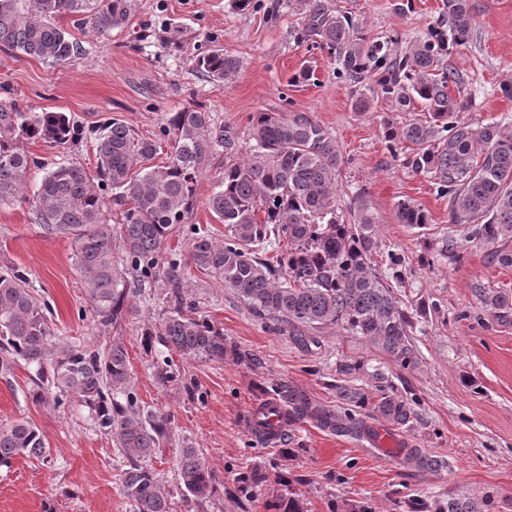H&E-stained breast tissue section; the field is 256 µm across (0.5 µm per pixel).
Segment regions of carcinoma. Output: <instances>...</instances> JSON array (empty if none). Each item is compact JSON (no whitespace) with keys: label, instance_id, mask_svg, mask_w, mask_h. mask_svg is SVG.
Returning <instances> with one entry per match:
<instances>
[{"label":"carcinoma","instance_id":"1","mask_svg":"<svg viewBox=\"0 0 512 512\" xmlns=\"http://www.w3.org/2000/svg\"><path fill=\"white\" fill-rule=\"evenodd\" d=\"M301 2L297 41L325 48L339 77L352 86L380 93L402 110L419 105L427 113V119L402 128L386 127L384 136L393 153L403 142L416 145L406 165L431 176L436 193L448 197L451 222L475 225V234L487 244L512 238V131L457 118V102L448 93L454 74H435L443 49L439 34L393 53L388 43L363 35L353 18L328 0ZM445 5L451 44H466L473 36L470 0H445ZM137 8L138 0H0V46L53 66L69 65L82 50L57 25L59 17L79 16L107 36L124 27ZM197 66L209 77L229 79L239 62L216 49L198 58ZM166 128L174 143L162 165L152 163L155 143L114 119L97 137L98 180L80 166L61 165L34 192L36 219L45 234L72 239L77 267L102 325L115 328L135 315L129 282L141 291L162 281L175 293V306L160 326L142 330L144 342L158 341L185 358L218 363L231 353L223 329L184 308L178 296L184 263L163 256L168 238L193 212L199 178L221 147L224 173L207 204L224 224V242L195 233L190 263L224 282L256 317L288 328L306 346L317 343L304 336L307 329L340 326L384 351L399 367H416L410 316L388 282L402 279L401 258L389 252L391 276L378 273L371 265L376 221L368 207L359 204L348 223L337 215L341 151L336 138L305 112L255 113L243 146L236 132L214 129L209 113L196 108L171 113ZM73 134L63 112H23L1 104L0 205L27 188L33 160L20 140L64 144ZM239 152L242 158L236 161ZM107 185L116 190L113 201L122 207L118 236L124 256L118 262L112 260L109 202L102 194ZM397 217L413 228L429 224L427 212L409 201L398 204ZM283 243L278 265L259 257ZM475 293L497 323L512 324L511 290L477 288ZM21 366L32 370L26 392L32 404L58 409L75 396L98 430L112 438L127 459L122 489L133 512H172L176 493L198 501L218 492L208 462L191 446L179 452L177 492L163 485L151 460L171 438V418L142 404L123 346L87 348L57 335L50 307L35 296L26 274L5 267L0 270V378L9 379ZM153 368L162 383L177 378L167 360L156 361ZM336 372L340 378L333 387L346 405L342 417L284 382L274 385V396L288 407L291 420H312L356 438L370 434L360 409L396 426L412 423V404L394 392L383 374L371 375L370 393L354 384L365 374L362 362L341 363ZM47 453L48 438L35 424H0V468ZM398 454L420 470L447 466L445 459L421 448H400ZM418 512H491V503L457 496L424 501Z\"/></svg>","mask_w":512,"mask_h":512}]
</instances>
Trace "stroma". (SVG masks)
Listing matches in <instances>:
<instances>
[{
	"label": "stroma",
	"instance_id": "35a3bbf8",
	"mask_svg": "<svg viewBox=\"0 0 512 512\" xmlns=\"http://www.w3.org/2000/svg\"><path fill=\"white\" fill-rule=\"evenodd\" d=\"M351 15L372 40L395 39L400 47L447 30L444 0H330ZM475 31L468 44L444 54V69L456 80L448 86L463 119L512 128V96L501 90L512 79V0H470ZM297 0H253L240 12L233 0H140L124 28L98 35L77 17L59 24L82 47L80 59L57 67L20 51L0 47V103L28 112L68 115L75 135L66 144L24 141L35 161L29 181L37 183L59 164L97 171L98 129L119 120L142 139L156 141L155 163H164L169 145L161 129L168 113L186 107L208 112L214 128L246 135L254 113L305 112L327 129L341 150L336 206L350 215L366 204L377 221L371 264L387 270V255H400L402 280L395 292L412 320L417 349L415 368L399 367L363 337L339 326L313 330L318 344L304 347L273 322L253 316L223 282L186 266L181 292L197 316L222 328L227 343L245 359L221 363L169 356L162 345L145 347L144 323L157 321L174 306L164 283L135 298L139 313L121 328L100 324L81 276L71 239L44 234L32 207L33 192L23 191L0 205V267L24 271L31 286L54 309L58 335L81 345L121 342L132 384L150 410L172 417V436L158 448L152 464L167 488L177 485L179 451L202 450L214 472L215 497L192 503L191 512H274L279 497L294 494L306 512H331L335 502L367 503L376 512H414L433 498L491 496L492 512H512V325L483 312L475 288L512 289V266L496 252L511 251L512 240L486 245L471 227L450 221L448 198L438 196L428 175L405 163L408 143L390 151L385 126L421 118L375 93L359 112L358 91L336 76L327 52L297 43ZM220 47L237 57L232 79L202 75L199 55ZM224 168L216 155L197 186V205L188 224L166 248L187 256L193 229L223 241L224 226L206 205L214 178ZM423 207L430 222L418 229L399 223L397 204ZM453 242L440 255L442 239ZM431 305L420 315V304ZM172 357L177 381L157 382L153 364ZM361 361L388 375L395 392L412 400L416 416L401 428L364 411V420L398 446L422 448L443 457L438 471L401 466L396 448H379L311 422L297 424L287 447L261 442L250 429L256 402L271 386L285 382L316 403L339 408L334 383L342 361ZM30 373L17 369L0 378V424L27 420L50 442L40 459L20 458L0 469V512H132L124 496L125 457L110 437L95 428L86 407L71 400L52 409L26 397ZM261 469L267 480L253 493L241 476Z\"/></svg>",
	"mask_w": 512,
	"mask_h": 512
}]
</instances>
